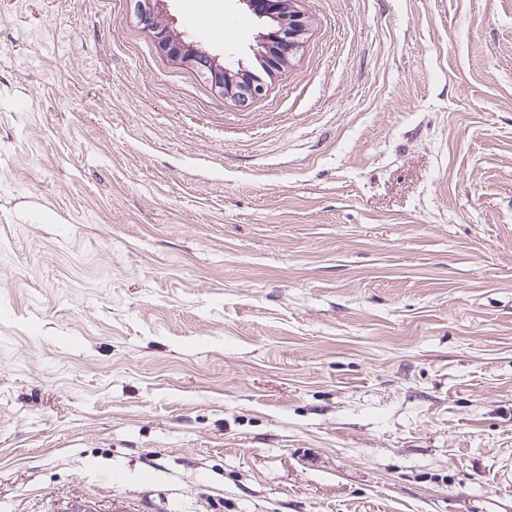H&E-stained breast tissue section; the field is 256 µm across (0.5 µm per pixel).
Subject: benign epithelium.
I'll use <instances>...</instances> for the list:
<instances>
[{"instance_id":"1","label":"benign epithelium","mask_w":512,"mask_h":512,"mask_svg":"<svg viewBox=\"0 0 512 512\" xmlns=\"http://www.w3.org/2000/svg\"><path fill=\"white\" fill-rule=\"evenodd\" d=\"M160 0H135L134 8L140 21L148 27L157 42V48L172 60L183 58L196 61L200 50L196 45L172 35L164 25L157 12ZM247 10L258 19L267 16L277 22V33L273 37H264L263 51L257 57L258 68L246 72L244 82L237 83L238 75L215 64L206 74L207 79L218 89H230L240 102H247L262 95L265 89V77L293 56L299 47L301 37L305 34L307 21L295 8L284 9L282 0H239Z\"/></svg>"}]
</instances>
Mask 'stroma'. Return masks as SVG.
Wrapping results in <instances>:
<instances>
[{
    "mask_svg": "<svg viewBox=\"0 0 512 512\" xmlns=\"http://www.w3.org/2000/svg\"><path fill=\"white\" fill-rule=\"evenodd\" d=\"M297 5L0 0V512H512V0ZM162 0H136L134 8L140 21L148 27L157 42V48L172 60L189 59L195 63L201 51L193 43L173 36L167 25H164L157 12V4ZM241 2L258 19L273 17L277 22V33L272 39L268 35L263 37L266 42L263 44L262 54L256 57L259 68L248 70L243 83L236 86L240 76L215 63L205 76L222 93L228 87L239 102H247L262 95L265 89L264 77L272 75L274 70L296 52L301 37L305 34L307 21L304 14L297 9H284L281 0Z\"/></svg>",
    "mask_w": 512,
    "mask_h": 512,
    "instance_id": "1",
    "label": "stroma"
}]
</instances>
